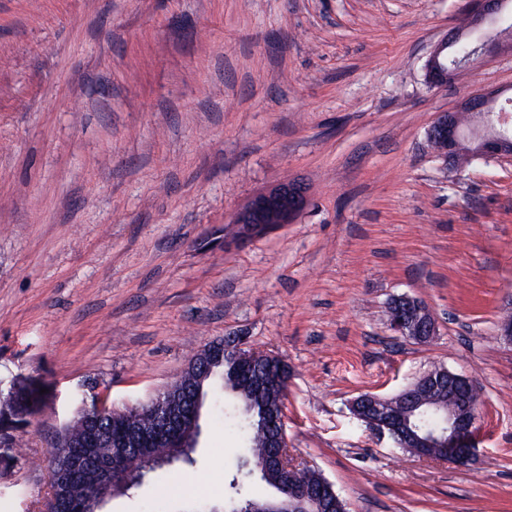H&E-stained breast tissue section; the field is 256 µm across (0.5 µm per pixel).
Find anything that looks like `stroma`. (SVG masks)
I'll return each instance as SVG.
<instances>
[{
	"instance_id": "1",
	"label": "stroma",
	"mask_w": 512,
	"mask_h": 512,
	"mask_svg": "<svg viewBox=\"0 0 512 512\" xmlns=\"http://www.w3.org/2000/svg\"><path fill=\"white\" fill-rule=\"evenodd\" d=\"M469 0H0V390L47 399L0 457V512H40L56 433L107 393L147 401L231 333L289 368L288 449L348 512H512V160L448 168L427 130L512 89V39L430 86ZM283 181L307 202L238 240ZM433 312L421 343L389 300ZM437 366L483 389L478 462L421 459L349 411ZM244 455L203 417L180 488L163 469L102 512H210ZM387 317L390 329L403 338L421 342L436 335L435 317L425 304L415 298H392L387 304Z\"/></svg>"
}]
</instances>
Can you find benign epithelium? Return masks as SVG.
Instances as JSON below:
<instances>
[{
  "label": "benign epithelium",
  "mask_w": 512,
  "mask_h": 512,
  "mask_svg": "<svg viewBox=\"0 0 512 512\" xmlns=\"http://www.w3.org/2000/svg\"><path fill=\"white\" fill-rule=\"evenodd\" d=\"M470 8L465 27L466 34H481L478 43L480 58L493 53L501 43V38L489 33L503 18L507 0H474ZM461 40L459 36H450L438 43L431 52L425 65L427 83L440 87L448 83V55ZM501 92L480 91L467 98L460 109L469 113L480 124L493 127L494 135H483L478 148L486 160H498L512 156L508 152L512 145V116L500 111L494 113L490 107ZM431 143L437 145L438 154L450 161L454 143L459 136L456 113L443 112L427 132ZM306 204V190L296 183H280L269 191L255 197L253 201L234 219L235 235L239 239L248 238L269 228L287 224ZM387 317L390 329L409 340L424 341L436 335L437 322L429 308L421 301L398 296L387 304ZM234 355L239 366L245 368L265 367V374L258 379L263 387H280L288 378V365L278 356L247 345L246 339L230 334L223 340L207 344L190 358L194 371L205 369L213 361ZM469 384L471 394L480 393L476 381L461 374L448 372V400L456 402L455 410L446 418L448 439L436 442L407 431L398 417L399 406L404 404L405 391L394 396L363 393L351 404L354 416L365 423L378 438L399 437L404 447L421 458H435L449 461L460 467L473 465L476 460L474 443L476 416L471 401L462 397L457 383ZM202 411L200 396L184 397L180 392L165 400H159L154 414L144 420L134 422L126 433L120 436L105 437L91 429L81 426L74 430L76 438L87 449L89 460L75 455V448L66 441L54 444L53 454L57 462L70 466L77 471L78 477L87 478L84 498L93 504L112 495H120L129 474L131 461L140 465V474L144 475L160 459L166 464L178 458V450L188 448L191 442L188 435L200 431ZM268 425L273 431L268 442L272 452L267 458V466L290 472L288 485L279 493L265 501H257L242 512H333L334 507L327 499L307 488L295 476L302 468L290 455L285 431L284 406L273 410L268 416ZM75 483H63L51 492L43 503L42 512H64L66 502L74 498Z\"/></svg>",
  "instance_id": "obj_1"
}]
</instances>
